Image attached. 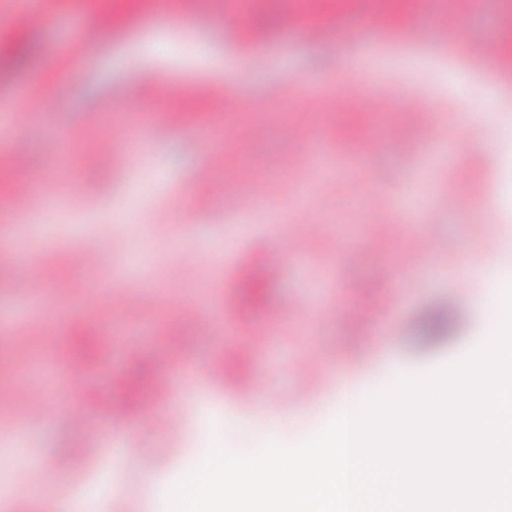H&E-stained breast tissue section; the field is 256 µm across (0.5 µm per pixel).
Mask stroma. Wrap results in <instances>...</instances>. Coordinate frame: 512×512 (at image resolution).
Here are the masks:
<instances>
[{
    "mask_svg": "<svg viewBox=\"0 0 512 512\" xmlns=\"http://www.w3.org/2000/svg\"><path fill=\"white\" fill-rule=\"evenodd\" d=\"M271 5L281 16L301 0H254L243 11L173 0L166 21L141 0H55L32 33L33 54L0 68V141L21 145L27 176L51 179L44 219L66 209L107 219L98 236L74 228L35 244L28 225L16 222L0 241V278L15 277L16 258L31 251L33 272L48 283L37 316L0 288V321L14 325L15 352L0 391L23 386L49 407L35 423L0 409V437L10 443L0 494L26 487L28 460L47 466L37 494L14 499L11 512H56L74 495L96 512L125 503L147 512L148 493L195 470L213 444L233 453L244 435L256 448L266 420L280 428L281 444L306 441L324 419L319 407L333 395L337 368L355 366L384 391V354L425 374L451 365L474 333L488 330L480 289L464 292L460 283L470 265L512 278V250L499 249L512 242V73L409 20L399 30L354 24L315 37L278 23L244 48L242 32ZM101 14L111 18L102 29ZM460 26L507 45L512 0H473ZM91 27L94 39L84 40ZM229 91L238 107L214 112ZM414 98L426 104L434 139L406 124ZM378 100L389 111H376ZM89 112L97 122L86 121ZM402 124L405 136H394ZM288 125L290 138L282 133ZM375 137L381 150L365 153L364 139ZM285 156L291 169L279 164ZM477 157L493 163L481 192L468 210L448 209V194ZM226 166L242 187L264 183L254 223H239L209 191ZM407 204L422 222L399 223L381 237L376 215H399ZM310 222L322 228L313 253L281 261L287 235ZM121 225L150 242L159 270L153 284L141 272L116 270L117 254L109 267L67 263L68 253L108 249ZM430 226L447 250L402 267L404 247ZM384 264L392 278L381 276ZM246 274L266 283V306L244 307ZM129 293L141 296L133 311ZM448 304L462 327L422 348V315ZM193 306L206 317L185 322ZM271 311L277 321H268ZM89 320L100 336L96 356L74 375L73 335ZM239 352L263 385L255 395L213 376ZM135 360L151 383L147 405L126 416L128 433L116 438L110 414L85 394L125 398L120 381Z\"/></svg>",
    "mask_w": 512,
    "mask_h": 512,
    "instance_id": "1",
    "label": "stroma"
}]
</instances>
